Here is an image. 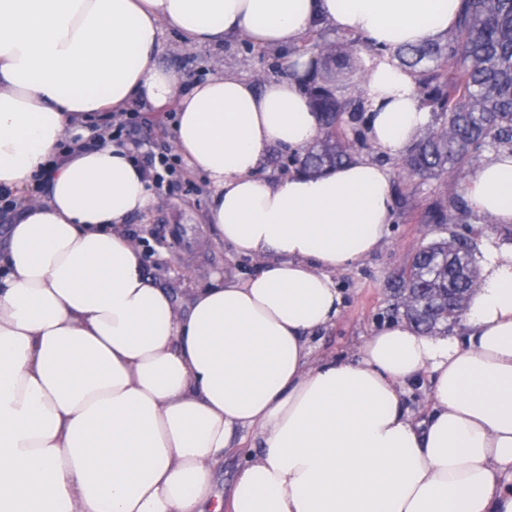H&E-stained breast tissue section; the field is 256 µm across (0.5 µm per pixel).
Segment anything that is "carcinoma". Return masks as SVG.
<instances>
[{
	"mask_svg": "<svg viewBox=\"0 0 512 512\" xmlns=\"http://www.w3.org/2000/svg\"><path fill=\"white\" fill-rule=\"evenodd\" d=\"M358 40L331 41L325 29L307 33L303 47L331 61L349 58ZM416 77L420 105L435 123L417 134L402 159L408 176L460 173L486 149H512V0H462L457 22L442 41L395 51ZM304 84L318 112L321 136L300 160L303 171L319 174L351 160L367 147L362 129L367 104L359 95L342 98L316 70ZM466 207L455 182L430 208L438 226L459 224ZM477 270L462 236L420 246L402 271L398 292L403 312L416 328L436 335L460 321Z\"/></svg>",
	"mask_w": 512,
	"mask_h": 512,
	"instance_id": "1",
	"label": "carcinoma"
}]
</instances>
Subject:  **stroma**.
<instances>
[{"label": "stroma", "mask_w": 512, "mask_h": 512, "mask_svg": "<svg viewBox=\"0 0 512 512\" xmlns=\"http://www.w3.org/2000/svg\"><path fill=\"white\" fill-rule=\"evenodd\" d=\"M283 57V51L276 48L245 49L236 38L216 48H190L167 26L162 29L159 49L160 63L174 69L188 83L222 72L253 81L273 67L283 77L287 74ZM174 120L171 111L141 110L140 140L152 151L173 152ZM387 163L393 170L394 193L413 194L414 201L407 208L394 209L389 235L379 252L337 277L344 306L336 324L323 335L321 347L339 358L353 356L373 324L390 318L397 303L389 287L392 275L421 245L448 235L427 217L428 206L442 195L448 175L410 178L400 171V157L388 158ZM212 198L213 190L206 179L190 174L182 165L173 187L159 193L158 205L128 221L129 233L153 250L156 262L168 267L163 275L157 274L154 266L148 267V274L159 286L182 297L189 289L207 284L215 274L245 277L261 266L260 259L234 255L221 241L215 225L207 222Z\"/></svg>", "instance_id": "stroma-1"}]
</instances>
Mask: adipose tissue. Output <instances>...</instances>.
I'll return each instance as SVG.
<instances>
[{"label":"adipose tissue","mask_w":512,"mask_h":512,"mask_svg":"<svg viewBox=\"0 0 512 512\" xmlns=\"http://www.w3.org/2000/svg\"><path fill=\"white\" fill-rule=\"evenodd\" d=\"M460 7L0 0V189L21 202L0 243V512H512V243L486 231L454 334L401 319L353 358L318 355L342 309L337 275L388 235L393 173L357 156L317 175L259 174L270 147L319 135L309 29L372 48L367 135L394 157L431 114L393 53L446 35ZM165 23L190 47L243 34L287 49L290 75L185 84L158 60ZM137 102L176 112V151L215 188L210 222L262 261L193 289L183 309L125 231L155 204L128 146L103 127L93 147L63 141ZM465 191L493 226L512 224V152L491 154ZM423 382L419 414L406 398Z\"/></svg>","instance_id":"obj_1"}]
</instances>
